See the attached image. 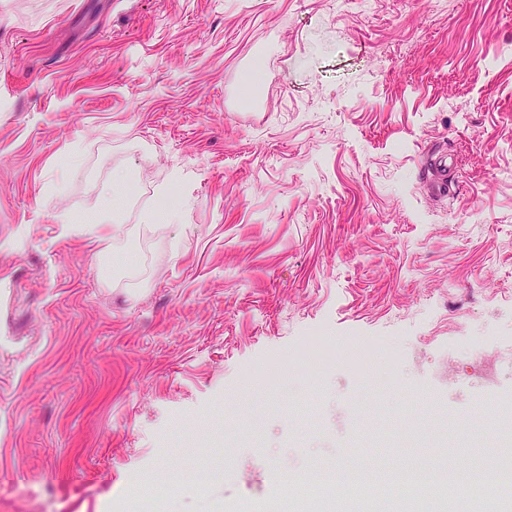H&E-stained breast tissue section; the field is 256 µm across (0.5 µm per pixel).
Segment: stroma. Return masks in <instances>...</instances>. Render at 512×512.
Masks as SVG:
<instances>
[{
	"label": "stroma",
	"instance_id": "obj_1",
	"mask_svg": "<svg viewBox=\"0 0 512 512\" xmlns=\"http://www.w3.org/2000/svg\"><path fill=\"white\" fill-rule=\"evenodd\" d=\"M117 167L137 270L106 278L63 222ZM316 336L395 353L311 372ZM473 342L512 367V0H0V512H279L275 458L464 466L512 402Z\"/></svg>",
	"mask_w": 512,
	"mask_h": 512
}]
</instances>
